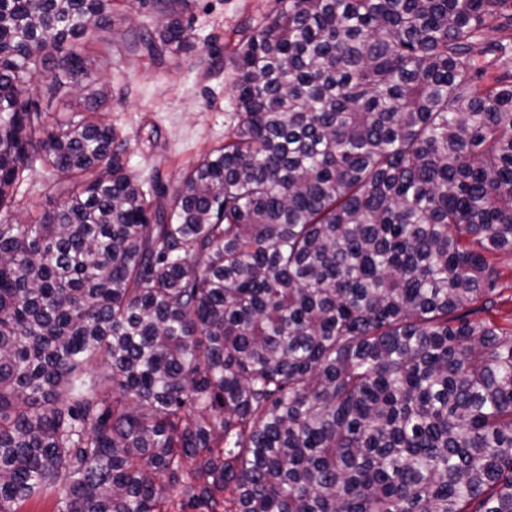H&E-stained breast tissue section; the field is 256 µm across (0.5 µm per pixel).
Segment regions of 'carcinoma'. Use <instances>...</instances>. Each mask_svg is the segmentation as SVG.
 Instances as JSON below:
<instances>
[{"label":"carcinoma","mask_w":512,"mask_h":512,"mask_svg":"<svg viewBox=\"0 0 512 512\" xmlns=\"http://www.w3.org/2000/svg\"><path fill=\"white\" fill-rule=\"evenodd\" d=\"M116 2L0 0V208L92 175L0 222V512H512V0H283L224 144L150 192L85 46L192 36ZM48 73L84 115L41 138ZM82 179L85 177H79L68 185H62L57 191H49L46 186L51 180V173L49 169L37 165L25 171L22 182L17 185L15 203L8 212L5 210L0 212V218L4 220L22 217L30 221L43 211L61 203L69 194L70 186ZM65 489L63 485L52 488L41 497L26 501L17 510L18 512H56L59 501L65 495Z\"/></svg>","instance_id":"cac0c4a2"}]
</instances>
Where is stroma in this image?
<instances>
[{
  "instance_id": "1",
  "label": "stroma",
  "mask_w": 512,
  "mask_h": 512,
  "mask_svg": "<svg viewBox=\"0 0 512 512\" xmlns=\"http://www.w3.org/2000/svg\"><path fill=\"white\" fill-rule=\"evenodd\" d=\"M279 0H188L181 15L191 26L192 47L176 65H156L148 57L121 53L110 65L97 66L113 94L101 117L125 142L124 158L141 179L160 172L165 185H175L180 172L222 145L233 124L231 85L235 78L232 52L236 31L253 19L273 18ZM49 78L32 81L27 97L45 112V126L55 131L76 106L70 95L50 94ZM49 169L25 171L7 215L30 220L61 203L69 186L47 187Z\"/></svg>"
}]
</instances>
